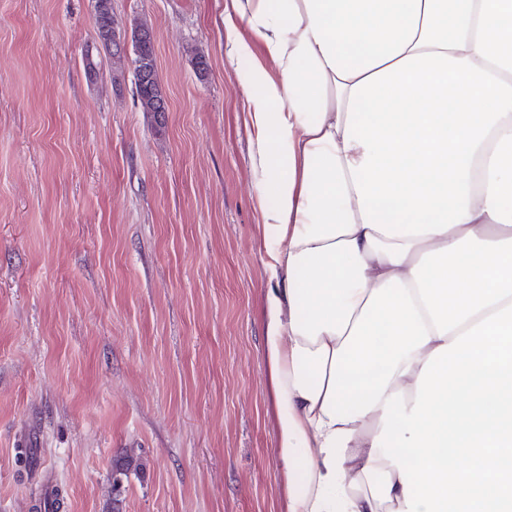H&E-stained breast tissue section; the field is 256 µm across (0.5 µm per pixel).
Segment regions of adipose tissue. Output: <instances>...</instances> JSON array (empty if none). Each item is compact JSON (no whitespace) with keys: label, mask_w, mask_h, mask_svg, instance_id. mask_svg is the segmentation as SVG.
<instances>
[{"label":"adipose tissue","mask_w":512,"mask_h":512,"mask_svg":"<svg viewBox=\"0 0 512 512\" xmlns=\"http://www.w3.org/2000/svg\"><path fill=\"white\" fill-rule=\"evenodd\" d=\"M283 512H512V0H224Z\"/></svg>","instance_id":"ef3b65f1"}]
</instances>
